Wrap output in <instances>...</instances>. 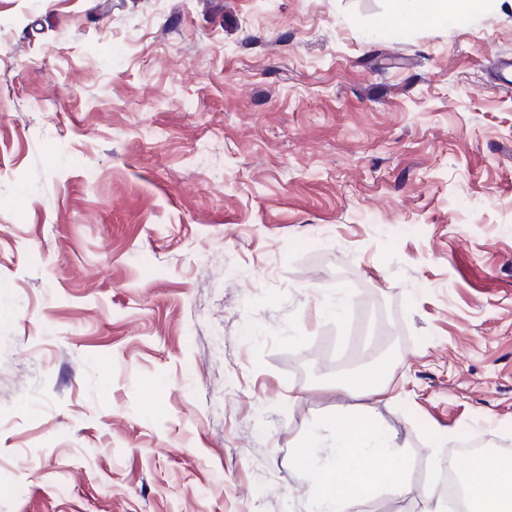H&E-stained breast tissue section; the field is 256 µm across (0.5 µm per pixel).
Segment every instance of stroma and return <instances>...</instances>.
<instances>
[{
  "instance_id": "35a3bbf8",
  "label": "stroma",
  "mask_w": 512,
  "mask_h": 512,
  "mask_svg": "<svg viewBox=\"0 0 512 512\" xmlns=\"http://www.w3.org/2000/svg\"><path fill=\"white\" fill-rule=\"evenodd\" d=\"M392 8L0 0V512H307L363 404L415 497L359 512L512 449V6ZM372 375L356 372H346L336 375V389L346 395H353L364 390L370 397H380L385 394V387L378 380H371Z\"/></svg>"
}]
</instances>
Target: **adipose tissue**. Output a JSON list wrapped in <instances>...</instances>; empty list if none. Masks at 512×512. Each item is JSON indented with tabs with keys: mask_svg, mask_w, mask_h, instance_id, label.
Instances as JSON below:
<instances>
[{
	"mask_svg": "<svg viewBox=\"0 0 512 512\" xmlns=\"http://www.w3.org/2000/svg\"><path fill=\"white\" fill-rule=\"evenodd\" d=\"M296 466L312 477L309 512H353L375 491L408 492L406 466L396 436L366 406L325 432L300 442ZM465 477L473 512H512V456L481 454L470 458Z\"/></svg>",
	"mask_w": 512,
	"mask_h": 512,
	"instance_id": "adipose-tissue-1",
	"label": "adipose tissue"
}]
</instances>
